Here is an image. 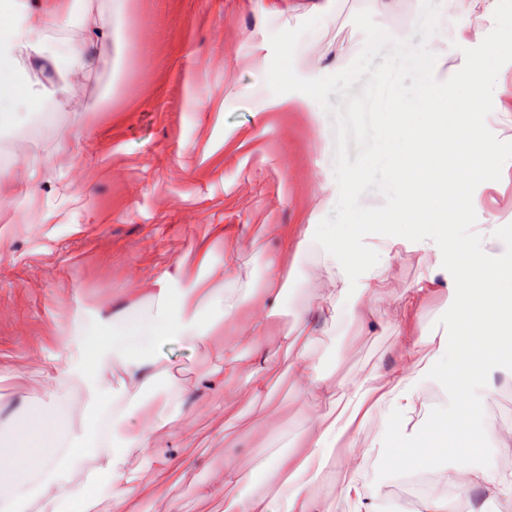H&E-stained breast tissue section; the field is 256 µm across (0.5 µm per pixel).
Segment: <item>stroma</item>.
<instances>
[{"label": "stroma", "instance_id": "obj_1", "mask_svg": "<svg viewBox=\"0 0 512 512\" xmlns=\"http://www.w3.org/2000/svg\"><path fill=\"white\" fill-rule=\"evenodd\" d=\"M112 37L96 47V65L67 75L65 110L29 122L13 114L20 130L0 154H19L23 175L0 167V429L15 416L47 402L55 391L45 370L79 363L89 329L103 328L118 308L145 307V285L163 273L174 276L172 294L210 288L225 278L263 290L266 264L281 258L278 230L319 223L337 201L335 140L330 117L300 92L273 94L266 74L273 57V33L319 17L299 41L296 73L312 79L337 73L359 54L364 36L354 15L369 10L393 37H409L420 0H112ZM441 12L467 19L466 31L439 30L437 80L456 74L464 49L483 41L491 26L482 0H441ZM486 134L495 142L500 165L470 188L474 224H501L512 238V62L499 71ZM36 210L42 224H23L20 214ZM213 249L201 265L202 244ZM239 261L224 273V253ZM306 278L287 290L282 313L265 338L275 351L283 335H299L298 306H309L312 356L338 382L337 416L353 382L374 377L383 385L400 363L416 330L451 333L452 302L447 289H433L405 318H395L397 301L425 276L444 280L448 263L418 245L398 248L381 296L363 306L356 290L339 288L337 271L305 264ZM172 373L191 383L174 432L160 433L161 448L195 455L197 482L218 480L225 456L243 467V480L229 496L252 490L273 493L265 476L268 435L283 428L288 449L297 451L311 398L286 372V355L268 363L272 399L253 398L246 377L225 390L199 381L210 362L173 339L155 348ZM433 380L419 384L417 410L408 424L424 439L448 406ZM357 479L365 495H378L425 512L412 502L403 474L368 462L360 474L337 464L319 482L321 504L332 512H353L343 493ZM455 512H512V498L477 485L461 493L442 492ZM221 512L218 498L197 496L191 484L172 483L142 512Z\"/></svg>", "mask_w": 512, "mask_h": 512}]
</instances>
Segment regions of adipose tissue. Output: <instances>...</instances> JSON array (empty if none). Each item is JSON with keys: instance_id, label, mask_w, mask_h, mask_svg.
<instances>
[{"instance_id": "ef3b65f1", "label": "adipose tissue", "mask_w": 512, "mask_h": 512, "mask_svg": "<svg viewBox=\"0 0 512 512\" xmlns=\"http://www.w3.org/2000/svg\"><path fill=\"white\" fill-rule=\"evenodd\" d=\"M72 23V7L60 0H0V112L64 108L65 75L88 71L95 61L92 38L68 37ZM497 54V44H487L454 87L424 91L412 101L410 111L390 114L384 138H401L409 145L393 167L403 207L393 212H358L353 223L329 235H316L309 226L299 231L291 242L294 264H268L270 287L261 299L245 289L244 299L254 302L253 314L235 336L222 335L223 322L235 312L234 306L225 303L223 288H193L174 298L168 288L159 287L150 291L148 310L116 316L106 335L89 340V364L76 370L51 366L47 375L58 387L74 381L82 385L96 417L77 424L70 414L49 403L43 405L35 426L18 424L16 444L10 456L0 460V488L5 491L0 512H94L99 502L94 481L62 497L48 492L61 462L86 458L96 462L97 472L110 476L112 502L119 512H138L148 489L133 486L127 475L132 456L153 460L158 485L186 479L195 466L192 459L155 445L158 432L181 416L186 392L176 378H169L164 397L144 412L136 430L123 434L119 428L135 408L104 385L106 372L119 371L142 388L151 385L165 373L152 350L158 339L171 335L189 349L214 351L205 372L212 384L224 387L244 374L253 394H269L266 367L244 363L237 348L244 342L261 348L280 314L284 288L300 276L298 258L317 256L324 266L337 269L346 289L351 286L350 273L363 272L360 291L374 298L387 278L389 259L397 246L424 229L429 232L425 248L448 257L450 271L444 286L453 305L452 336L440 340L428 364L419 369L413 357L429 338L423 334L409 339L403 365L387 382L385 392H378L372 378L356 382L347 413L332 420L322 417L319 409L335 403L336 385L314 362L311 337H303L288 364L289 375L313 399L303 447L267 459V468L282 478L274 494L225 499L224 512H317L313 489L335 467L340 448H359L360 459L385 460L401 473L437 467L451 454L456 460L447 475L451 486L467 490L486 480V472L473 467L471 460L487 439H494L499 450H512V431L490 437L473 423L485 399L497 392L496 373L512 379V241L501 239L497 225L469 221V186L498 162L495 145L485 137V114L473 104ZM27 63L52 66L60 78L50 84L22 81ZM369 224L380 231L375 243L364 247L360 230ZM427 377L446 390L454 411L425 440L415 441L406 428L416 411L418 384ZM375 407L387 408L392 428L359 447L354 423Z\"/></svg>"}]
</instances>
